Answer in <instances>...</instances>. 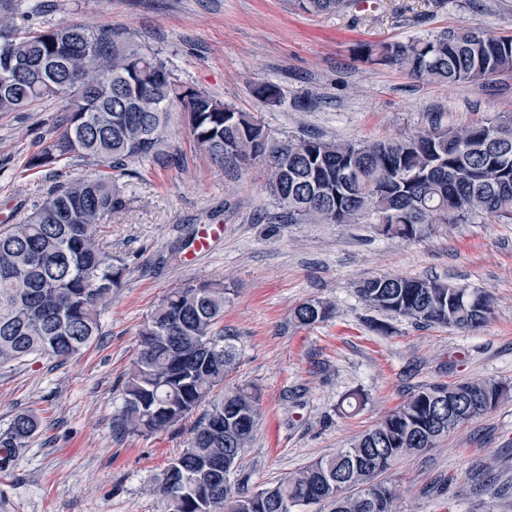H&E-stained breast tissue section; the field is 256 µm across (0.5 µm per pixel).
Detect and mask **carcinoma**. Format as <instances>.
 <instances>
[{"label": "carcinoma", "instance_id": "1", "mask_svg": "<svg viewBox=\"0 0 512 512\" xmlns=\"http://www.w3.org/2000/svg\"><path fill=\"white\" fill-rule=\"evenodd\" d=\"M351 2L297 0L308 13L339 12ZM26 7V0H0V112H28L62 98L65 116L26 163L52 183L29 200L18 222L0 226V366L31 355L65 360L100 336L103 302L127 275L101 246L103 225L125 204L119 181L130 176V162L181 167L182 157L165 149L176 112L213 164L268 170L267 190L285 211L284 224H358L382 215L383 234L411 241L444 224L512 221V119L455 130L437 112L412 135L372 142L279 137L257 115L187 88L158 54L116 30L11 25ZM355 51L428 83H479L512 72V35L494 36L479 23L432 39L360 43ZM73 158H92L107 170L58 180L57 166ZM356 292L385 314L464 331L494 310L490 294L437 279L382 275ZM228 294L222 282L170 289L140 329V349L121 388L113 424L121 438L165 430L208 404L154 486L173 512H296L318 504L330 512H393L392 488L374 477L508 394L506 384L492 380L420 384L348 447L250 492L230 479L259 406L251 388L225 385L237 360L232 339L217 329ZM333 312L331 303L310 299L292 319L310 326ZM364 404L365 395L352 391L339 413ZM39 427L32 413L13 418L0 434V470Z\"/></svg>", "mask_w": 512, "mask_h": 512}]
</instances>
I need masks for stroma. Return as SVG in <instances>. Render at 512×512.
<instances>
[{
    "mask_svg": "<svg viewBox=\"0 0 512 512\" xmlns=\"http://www.w3.org/2000/svg\"><path fill=\"white\" fill-rule=\"evenodd\" d=\"M17 26H109L159 53L190 87L258 115L272 133L348 141L409 135L430 112L463 129L512 116V74L484 84H426L368 63L362 42L406 41L479 22L512 35V0H370L341 12L307 13L294 0H27ZM279 87L277 102L258 88ZM61 100L0 113V225L12 224L45 175L27 169L60 119ZM180 168L131 163L126 208L103 244L129 273L101 317L98 340L68 360L32 356L0 367V432L19 413L40 429L0 470V512H170L152 490L199 419L149 436L116 439L119 391L139 349V331L170 289L204 281L231 290L219 326L234 337L231 386L259 394L260 417L238 477L257 490L345 448L424 383L494 380L512 384V224H451L415 241L378 225L281 224L254 165H214L187 130L172 125ZM207 224L224 228L207 253L188 241ZM439 278L484 290L495 312L460 332L415 324L368 307L362 281L383 275ZM333 302L328 321L301 326L299 304ZM362 389L366 405L336 407ZM395 512H512V396L459 425L435 448L380 474Z\"/></svg>",
    "mask_w": 512,
    "mask_h": 512,
    "instance_id": "35a3bbf8",
    "label": "stroma"
}]
</instances>
